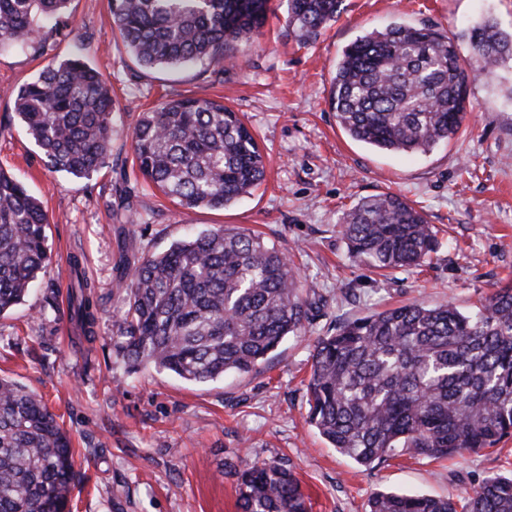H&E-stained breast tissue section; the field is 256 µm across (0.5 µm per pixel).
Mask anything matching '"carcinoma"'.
<instances>
[{"mask_svg": "<svg viewBox=\"0 0 512 512\" xmlns=\"http://www.w3.org/2000/svg\"><path fill=\"white\" fill-rule=\"evenodd\" d=\"M342 0H288V26L318 37ZM68 0H0V49L31 43L36 17L65 18ZM277 6L273 0H112L123 42L147 68L235 63ZM475 65L454 38L394 23L342 52L330 105L354 140L390 153H428L467 116L472 76L512 57V36L491 21L471 30ZM15 112L50 167L76 178L102 168L112 142V99L80 57L53 60L12 91ZM130 147L143 177L186 208H226L265 178L251 129L224 102L168 99L139 114ZM41 202L0 169V315L21 304L51 263ZM350 256L380 271L416 268L438 245L425 213L396 194L344 212ZM117 286L128 308L112 347L129 367L195 383L245 375L288 336L307 333L314 304L298 268L255 233L219 228L144 255L132 235ZM67 316L96 339L94 285L70 260ZM308 422L340 454L372 467L397 454L433 459L495 447L512 434V284L475 314L452 303H412L348 321L316 339L306 384ZM77 477L71 439L42 397L0 377V512H66ZM240 512H311L280 460L238 471ZM368 512H512V476L493 475L464 505L427 494L377 492Z\"/></svg>", "mask_w": 512, "mask_h": 512, "instance_id": "cac0c4a2", "label": "carcinoma"}]
</instances>
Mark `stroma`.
Listing matches in <instances>:
<instances>
[{
    "instance_id": "obj_1",
    "label": "stroma",
    "mask_w": 512,
    "mask_h": 512,
    "mask_svg": "<svg viewBox=\"0 0 512 512\" xmlns=\"http://www.w3.org/2000/svg\"><path fill=\"white\" fill-rule=\"evenodd\" d=\"M67 18L59 32L44 25V45L0 50V168L42 203L52 246L46 275L0 316V375L42 395L70 433L80 473L70 512H238L234 470L245 460L286 461L311 512H366L377 491L458 500L486 477L512 473V435L453 459L405 454L359 466L310 426L305 387L314 342L338 323L413 301L471 312L512 281V60L470 84L461 132L427 154L352 140L329 104L338 58L366 31L433 27L454 37L468 63L475 23L489 18L512 33V0H342L335 22L305 44L282 6L220 76L140 66L113 28L110 0H70ZM76 54L109 79L116 100L108 162L80 179L50 168L9 94L50 58ZM176 96L244 113L267 155L252 194L224 209H186L141 175L130 149L136 119ZM386 193L422 208L433 225L438 249L424 266L380 274L350 258L343 211ZM221 226L260 233L300 266L318 300L307 334L285 338L246 376L193 383L151 367L131 371L112 349V326L126 310L116 290L119 240L135 233L158 254ZM74 255L99 297L92 342L66 317Z\"/></svg>"
}]
</instances>
